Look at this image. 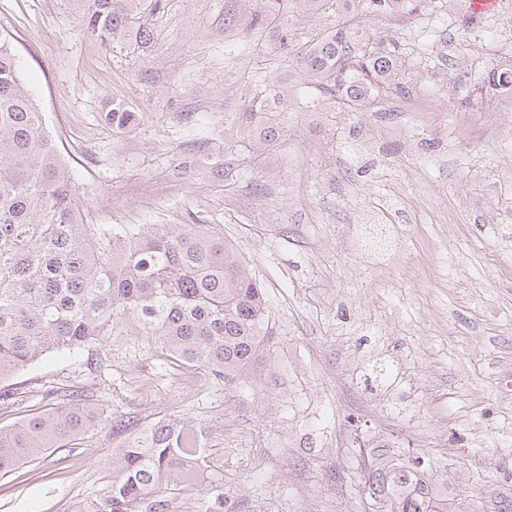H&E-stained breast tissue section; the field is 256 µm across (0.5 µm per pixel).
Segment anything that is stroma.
Returning <instances> with one entry per match:
<instances>
[{
  "mask_svg": "<svg viewBox=\"0 0 512 512\" xmlns=\"http://www.w3.org/2000/svg\"><path fill=\"white\" fill-rule=\"evenodd\" d=\"M250 0H162L146 44H102L71 0H0V35L80 188L92 224H192L223 232L267 301L273 342L252 388L228 390L109 346L42 356L0 382V428L75 391L106 414L70 450L0 473V512H109L113 417L138 428L188 419L205 442L203 472L160 485L171 512H363L348 475L385 441L447 470L448 512L512 496V241L497 212L512 201V123L480 76L512 0L466 33L425 16L370 15L395 51L430 57L412 95L333 112L295 65L270 70L269 35L246 29ZM284 90L283 133L258 164L224 143L257 80ZM115 100L147 120L116 135ZM375 153L353 161L351 141ZM384 205L401 247L390 266L352 245L356 213ZM225 507H218V498Z\"/></svg>",
  "mask_w": 512,
  "mask_h": 512,
  "instance_id": "obj_1",
  "label": "stroma"
}]
</instances>
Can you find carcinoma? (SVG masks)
<instances>
[{
    "label": "carcinoma",
    "mask_w": 512,
    "mask_h": 512,
    "mask_svg": "<svg viewBox=\"0 0 512 512\" xmlns=\"http://www.w3.org/2000/svg\"><path fill=\"white\" fill-rule=\"evenodd\" d=\"M161 0H90L85 30L104 44L145 40L140 20ZM304 3L327 23L298 37L288 13ZM450 0H262L252 26L277 40L279 59L299 71L340 111H367L412 92L405 60L388 49L368 15L412 17ZM512 82L494 65L481 88ZM281 93L263 80L242 115L237 151L258 159L282 131ZM145 113L122 101L101 114L112 133L129 132ZM116 336L224 387L241 384L269 340L259 282L211 224H89L76 185L43 114L24 89L11 43L0 36V380L53 350L95 348L89 365L108 366ZM58 407L0 429V473L89 431L100 409L82 395L56 394ZM203 436L175 416L125 440L112 455L110 512H169L154 495L162 482L186 479L202 466ZM364 485L377 512H448V480L431 460L402 452L363 462Z\"/></svg>",
    "instance_id": "obj_1"
}]
</instances>
